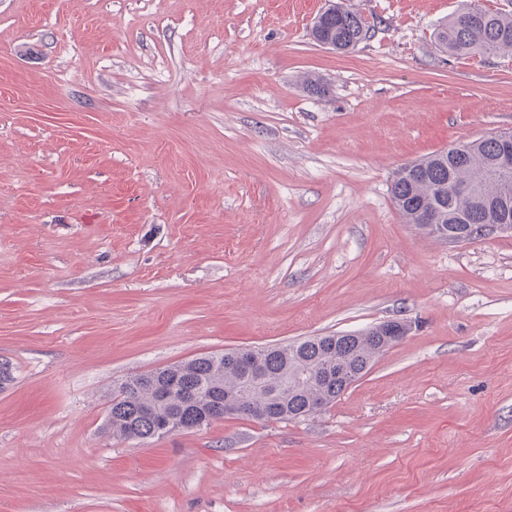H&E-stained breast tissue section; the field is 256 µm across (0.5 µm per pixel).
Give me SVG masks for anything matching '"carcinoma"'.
<instances>
[{"instance_id": "obj_1", "label": "carcinoma", "mask_w": 512, "mask_h": 512, "mask_svg": "<svg viewBox=\"0 0 512 512\" xmlns=\"http://www.w3.org/2000/svg\"><path fill=\"white\" fill-rule=\"evenodd\" d=\"M372 26L343 0L330 5L318 16L313 38L334 49L346 51L371 38ZM438 44L456 56L512 55V13L492 11L479 5L466 6L457 16L439 26ZM463 158L442 150L419 161L400 166L391 183L393 203L408 224L420 223L421 212L443 198L440 223L455 224L464 217L468 224L497 221L494 208L512 203V176L494 177L491 171L499 157L501 144L495 138L473 140L460 146ZM475 188L472 194L455 193L451 184ZM316 347L300 341V354L320 369L343 361L351 370L360 371L373 362L384 347L382 333L371 327L363 334L335 345ZM259 369L267 375L266 384L246 394L245 417L258 421H288L301 418L308 402L322 397L334 402L344 392L336 380L292 387L288 356L270 349L258 353ZM155 372L163 378L169 398L162 400L155 389L139 385L140 375L119 380L121 390L112 391L111 411L106 430L114 437L148 440L157 437L161 420H171L178 430L207 427L224 418V398L241 392L245 371L224 354H210L187 362L161 367ZM194 389L197 402L186 405L181 393Z\"/></svg>"}]
</instances>
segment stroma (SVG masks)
Instances as JSON below:
<instances>
[{"label":"stroma","mask_w":512,"mask_h":512,"mask_svg":"<svg viewBox=\"0 0 512 512\" xmlns=\"http://www.w3.org/2000/svg\"><path fill=\"white\" fill-rule=\"evenodd\" d=\"M0 0V512H512V231L404 223L395 171L512 129L469 2ZM315 75L323 92L307 90ZM410 333L320 413L105 434L108 392L202 354ZM317 19L313 38L319 43H329L333 49L346 51L371 38L372 26L345 1L334 2ZM438 44L456 56L512 55V13L468 4L439 26Z\"/></svg>","instance_id":"35a3bbf8"}]
</instances>
